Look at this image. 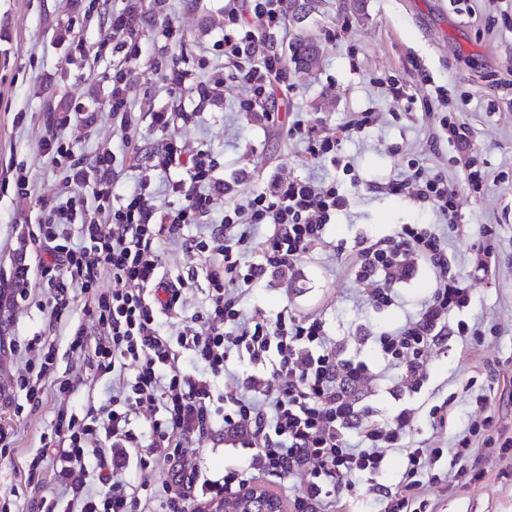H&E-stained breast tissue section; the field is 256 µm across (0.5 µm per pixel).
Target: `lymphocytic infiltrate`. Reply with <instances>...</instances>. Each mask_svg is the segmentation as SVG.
I'll return each mask as SVG.
<instances>
[{
  "label": "lymphocytic infiltrate",
  "mask_w": 512,
  "mask_h": 512,
  "mask_svg": "<svg viewBox=\"0 0 512 512\" xmlns=\"http://www.w3.org/2000/svg\"><path fill=\"white\" fill-rule=\"evenodd\" d=\"M287 36V0H228L218 44L224 67L201 84L200 96L211 98L226 84H237L240 109L261 113L267 126L279 127L277 96L289 91L279 43ZM377 119L370 110L353 112L332 132L298 120L287 133L304 144L307 165L328 162L351 175L355 169L343 144ZM445 144L466 153L464 182L429 173L412 159L408 179L376 191L430 208L459 236L465 228L461 196L482 193L487 173L484 161L468 154L469 133L452 115L440 119L433 138L434 147ZM42 149L63 178L56 202L41 206L36 218L31 238L44 247L45 257L21 293L35 295L52 324L68 313L71 290L84 294L90 323L71 325L68 349L110 383L81 412L58 410L52 439L28 458L29 482L41 483L51 470L65 486L63 497L42 498L39 512H187L191 497L215 501L255 475L299 471L308 475L301 501L309 512H324L348 478L363 482L366 496L382 502L384 512H404L420 485L423 462H439L443 455L439 448H405L407 467L397 487L377 482L389 450L404 448L414 408H402L386 421L362 415L350 396L365 366L337 359L320 315L284 310L272 318L259 309L247 314L240 301L268 274L330 247L349 261L375 308L391 305V279L408 280L420 265L433 267L438 286L428 302L398 330L375 339L382 359L402 365L407 390L418 393L427 381L423 364L429 349L481 334L466 318L471 290L444 236L417 224L380 238L331 244V219L349 199L337 183L302 175L270 182L246 203L225 206L219 228L189 236L186 227L204 224L213 206L208 150L190 152L170 139L152 152L146 174L179 172L171 185L176 201L162 207L143 191L113 203L111 181L94 171L117 166L115 155L100 154L92 170L76 167L69 140L58 132L43 138ZM260 226L265 236L259 241L254 231ZM167 244L180 247L183 273L167 270ZM106 280L111 288H103ZM201 280L207 300L191 315L186 294ZM11 349L25 360L16 384L26 403L16 413L42 406L51 387L64 398L77 393L76 377L57 376L55 347L41 335L16 338ZM234 355L251 365V396L217 385ZM186 356L197 373L182 370ZM267 371L268 383L262 380ZM218 420L227 433L244 437L249 454L224 478L203 480L186 467L184 449L193 438L208 436ZM143 450L168 473L161 493L121 478L131 455ZM92 477L101 485L95 492L88 488Z\"/></svg>",
  "instance_id": "1"
}]
</instances>
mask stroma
Here are the masks:
<instances>
[{"mask_svg":"<svg viewBox=\"0 0 512 512\" xmlns=\"http://www.w3.org/2000/svg\"><path fill=\"white\" fill-rule=\"evenodd\" d=\"M225 3L166 0L163 12L156 13L153 0H0V179L20 164L35 187L28 200L0 187V429L12 440L0 454V507L9 512H28L33 500L58 491L49 472L40 486H30L25 461L50 436L58 407L78 410L107 386L92 370L76 369L67 353L68 323L81 319L83 298H76L68 322L51 332L44 314L33 301L22 300L14 286L15 269L34 263L40 252L27 221L56 194L58 173L41 148L49 130L65 132L75 144L76 163L84 167L103 151L122 156L133 146L145 156L171 138L191 151L207 149L216 163L209 221L218 224L226 204L245 203L270 176L312 172L336 178L331 165L308 168L303 144L288 139L285 126L319 119L333 127L349 113L377 112L376 124L343 145L360 183L349 188L350 204L337 213L330 241H349L358 234L383 237L406 224L436 228L447 235L448 249L473 291L470 321L495 327V334L455 337L447 349L429 351V385L411 396L401 384V368L383 361L374 338L397 330L419 312L437 286L433 269L421 267L415 279L393 284L392 305L376 310L363 299L352 272L326 250L266 278L242 305L272 317L284 310L321 315L340 358H356L368 367V380L357 389L358 407L372 409L376 419L385 420L403 402H412L417 419L408 443L444 449L443 470H450L454 440L476 411L475 396L487 395L494 426L512 435V31L487 23L493 11H512V0H364L359 13L343 9L340 0H320L305 18L288 20L289 41L312 39L319 46V61L312 70H292V87L279 105V131L265 126L260 113L241 111L236 88H226L207 102L199 99L198 82L223 64L214 45L224 32ZM133 6L143 18L136 35L141 49L125 55L115 46L129 35L114 20L128 15ZM169 18L180 27L182 38L166 46L162 28ZM340 26L345 29L342 38L326 41V32ZM162 56L188 74L180 97L169 96L165 80L154 69ZM117 64L127 73L128 104L137 114L123 131L113 129L111 116L112 68ZM424 73L430 83L459 96L456 117L468 128L473 150L487 162L483 195L461 199L468 224L462 239L448 236L443 218L421 210L408 197L369 190L373 184L404 179L411 155L431 171L447 173L457 182L464 179L463 168L453 161L454 149L446 147L438 154L431 150L436 114L421 104L415 116L402 118L385 94V79L402 77L423 101ZM180 108L191 112L187 122L165 131L152 125L151 113ZM503 171L508 179H500ZM488 224L500 227L499 267L492 276L473 266V246ZM45 331L58 350V372L78 371L82 385L66 400L48 394L41 408L18 417L14 409L23 395L13 380L24 361L9 343ZM445 401L454 411V422L437 433L429 411ZM186 455L200 478L215 479L239 467L245 451L238 438L218 428L187 448ZM462 467L463 476L451 488L427 482L421 496L437 512H512V448L504 454L494 447L476 448Z\"/></svg>","mask_w":512,"mask_h":512,"instance_id":"1","label":"stroma"}]
</instances>
